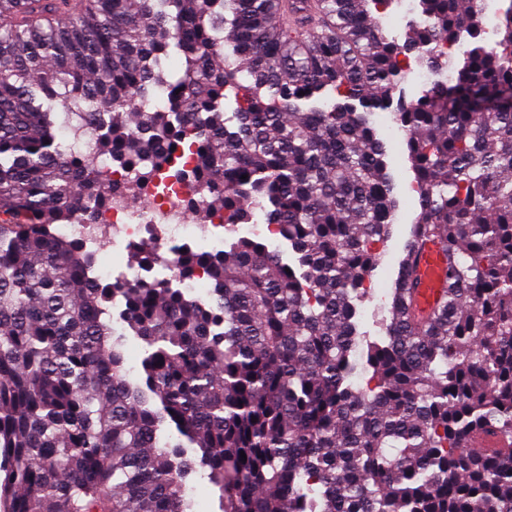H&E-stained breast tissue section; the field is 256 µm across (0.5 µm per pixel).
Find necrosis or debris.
Masks as SVG:
<instances>
[{
	"mask_svg": "<svg viewBox=\"0 0 512 512\" xmlns=\"http://www.w3.org/2000/svg\"><path fill=\"white\" fill-rule=\"evenodd\" d=\"M189 181L166 180L162 186L147 185L141 190L138 208L122 202L113 205L95 224H60L58 235L80 239L86 248L99 253L105 248L149 242L155 245L159 261L149 268L134 270L137 278L167 280L172 287L182 288L188 296H198L203 283H183L174 275L173 260L181 247L217 250L224 246V226L213 221L209 233L200 235L183 207L184 200L194 196Z\"/></svg>",
	"mask_w": 512,
	"mask_h": 512,
	"instance_id": "obj_1",
	"label": "necrosis or debris"
}]
</instances>
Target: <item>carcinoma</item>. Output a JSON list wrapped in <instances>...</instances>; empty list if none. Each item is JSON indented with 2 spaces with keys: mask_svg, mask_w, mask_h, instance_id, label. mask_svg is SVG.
<instances>
[{
  "mask_svg": "<svg viewBox=\"0 0 512 512\" xmlns=\"http://www.w3.org/2000/svg\"><path fill=\"white\" fill-rule=\"evenodd\" d=\"M394 2L0 0V512H185L199 468L221 512H512V447L470 446L512 441V0L490 49L481 0H418L402 45L381 26ZM462 37L455 76L406 97L411 63L441 73ZM75 112L91 151L58 138ZM377 112L405 132L418 212L360 352L398 209ZM108 159L141 186L193 182L197 224L262 212L298 268L248 235L177 253L206 300L89 279L95 254L55 225L133 198ZM424 239L450 266L417 321ZM120 341V349L125 359V368L130 372V380L134 383L140 382L142 377L141 361L145 356V344L131 332H126Z\"/></svg>",
  "mask_w": 512,
  "mask_h": 512,
  "instance_id": "cac0c4a2",
  "label": "carcinoma"
}]
</instances>
